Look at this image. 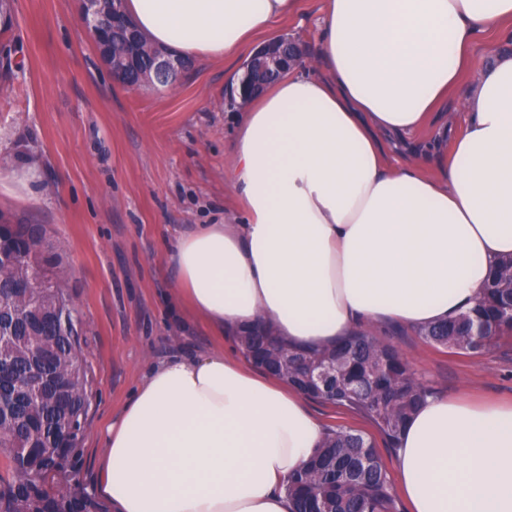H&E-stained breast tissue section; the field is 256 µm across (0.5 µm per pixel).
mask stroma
Listing matches in <instances>:
<instances>
[{
    "instance_id": "stroma-1",
    "label": "stroma",
    "mask_w": 512,
    "mask_h": 512,
    "mask_svg": "<svg viewBox=\"0 0 512 512\" xmlns=\"http://www.w3.org/2000/svg\"><path fill=\"white\" fill-rule=\"evenodd\" d=\"M0 32V167L39 157V203L0 199V212L46 228L63 246L93 398L78 449L77 481L91 491L104 452L100 429L147 365L173 353L239 348L174 303L164 255L174 233L220 224L238 196L224 180L237 111L226 97L227 63L190 61L177 83L140 92L115 82L83 26L78 0H7ZM322 0L261 41L319 45ZM373 333L396 345L439 394L512 401V338L479 354L448 352L397 323Z\"/></svg>"
}]
</instances>
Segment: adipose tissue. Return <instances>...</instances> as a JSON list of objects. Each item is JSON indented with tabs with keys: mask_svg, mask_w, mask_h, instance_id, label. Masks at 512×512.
Instances as JSON below:
<instances>
[{
	"mask_svg": "<svg viewBox=\"0 0 512 512\" xmlns=\"http://www.w3.org/2000/svg\"><path fill=\"white\" fill-rule=\"evenodd\" d=\"M298 0H122L154 45L234 59ZM321 44L246 105L226 179L243 210L171 238L176 296L215 330L273 322L295 348L356 327L420 329L473 306L512 256V54L477 84L484 34L512 36V0H323ZM456 101L450 152L390 164ZM43 164L0 171V196L39 201ZM326 434L292 385L214 351L149 365L104 433L95 485L115 512H291L283 487ZM410 512H512V402L429 395L396 452Z\"/></svg>",
	"mask_w": 512,
	"mask_h": 512,
	"instance_id": "ef3b65f1",
	"label": "adipose tissue"
}]
</instances>
